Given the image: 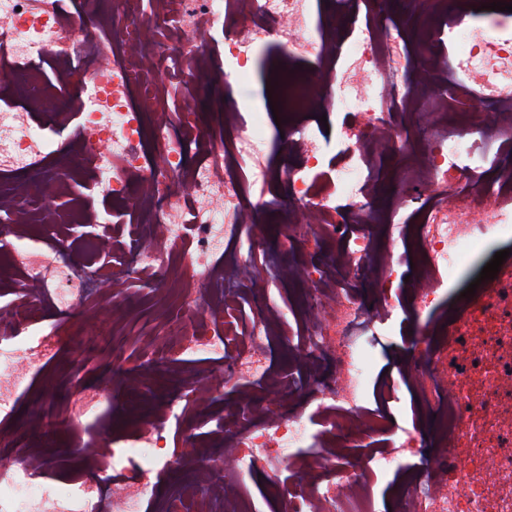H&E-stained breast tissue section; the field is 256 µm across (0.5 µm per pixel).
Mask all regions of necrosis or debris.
<instances>
[{"label": "necrosis or debris", "instance_id": "4bbe7bcc", "mask_svg": "<svg viewBox=\"0 0 512 512\" xmlns=\"http://www.w3.org/2000/svg\"><path fill=\"white\" fill-rule=\"evenodd\" d=\"M490 2L432 0L411 15L382 0H96L81 18L62 0H0V97L25 96L0 109V281L10 295L0 303V418L71 347L46 312L68 317L104 276L116 322L132 302L130 278L157 294L178 282L177 316L160 312L159 326L136 336L128 409L159 364L224 360L178 375L220 447L189 438L169 452L174 402L157 398L126 447L72 446L97 477L72 481L65 496L31 486L52 466L43 444L19 449L0 479V512H142L160 494V471L175 468L188 480L167 512H248L242 476L257 471L284 512H382L380 475L396 480V512H512V262L443 320L430 317L466 260L512 235V12ZM272 42L280 129L236 98ZM48 59L76 62L77 91L44 85ZM307 59L313 67L300 68ZM157 69L213 89L221 134L206 135L197 113L171 112L144 81ZM476 86L496 123L463 111ZM321 111L336 118L333 139L317 133ZM78 166L113 203L145 212L113 225L108 266L93 260L98 235L69 249V217L37 206ZM177 179L188 194L170 193ZM269 210L288 248L274 273L255 261L266 246L258 215ZM275 277L301 293L295 327L268 291ZM399 317L417 355L399 380L371 385L363 339ZM282 343L295 346L300 376L268 405V357ZM228 387L234 406L213 410ZM405 394L408 424L395 419ZM107 398L73 372L65 423ZM422 411L435 415L434 434Z\"/></svg>", "mask_w": 512, "mask_h": 512}]
</instances>
